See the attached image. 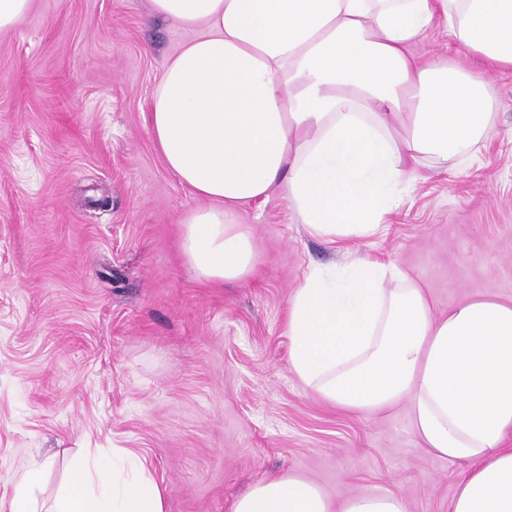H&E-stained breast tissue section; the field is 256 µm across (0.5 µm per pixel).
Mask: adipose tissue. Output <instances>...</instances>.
<instances>
[{
    "label": "adipose tissue",
    "instance_id": "adipose-tissue-1",
    "mask_svg": "<svg viewBox=\"0 0 512 512\" xmlns=\"http://www.w3.org/2000/svg\"><path fill=\"white\" fill-rule=\"evenodd\" d=\"M188 32L162 69L150 123L193 200L182 248L199 278L255 263L241 210L281 192L310 233L373 234L418 167L456 171L485 141L484 77L414 54L435 26L512 70V0H150ZM290 368L319 398L363 414L407 402L419 449L474 468L451 512H512V302L491 290L439 312L408 273L353 258L314 268L288 309ZM0 512H164L142 462L126 473L78 456L46 502L42 470L15 473ZM233 512H407L403 496L334 503L314 482L271 475Z\"/></svg>",
    "mask_w": 512,
    "mask_h": 512
}]
</instances>
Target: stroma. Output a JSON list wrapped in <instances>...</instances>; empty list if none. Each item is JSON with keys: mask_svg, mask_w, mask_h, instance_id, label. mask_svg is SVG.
Listing matches in <instances>:
<instances>
[{"mask_svg": "<svg viewBox=\"0 0 512 512\" xmlns=\"http://www.w3.org/2000/svg\"><path fill=\"white\" fill-rule=\"evenodd\" d=\"M187 34L150 0H34L0 32V496L71 456L130 450L165 512H232L271 474L334 502L402 494L449 512L467 463L423 454L406 404L368 415L320 401L291 371L288 306L313 266L393 263L439 309L489 288L512 299V71L441 32L417 52L490 80L492 130L461 171L422 168L365 238L312 235L279 195L246 207L253 273L213 285L185 261L193 201L152 139L150 96Z\"/></svg>", "mask_w": 512, "mask_h": 512, "instance_id": "35a3bbf8", "label": "stroma"}]
</instances>
